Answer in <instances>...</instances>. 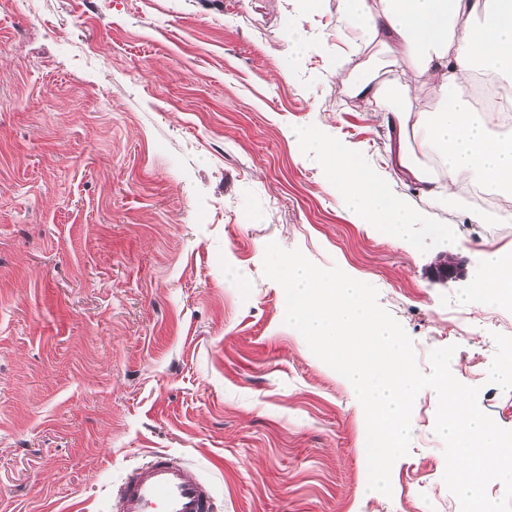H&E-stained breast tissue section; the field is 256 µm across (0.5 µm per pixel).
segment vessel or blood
I'll use <instances>...</instances> for the list:
<instances>
[{"label":"vessel or blood","mask_w":512,"mask_h":512,"mask_svg":"<svg viewBox=\"0 0 512 512\" xmlns=\"http://www.w3.org/2000/svg\"><path fill=\"white\" fill-rule=\"evenodd\" d=\"M113 512H214L207 485L184 461L158 452L125 480L112 502Z\"/></svg>","instance_id":"b4317fda"}]
</instances>
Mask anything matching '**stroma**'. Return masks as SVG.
<instances>
[{"mask_svg":"<svg viewBox=\"0 0 512 512\" xmlns=\"http://www.w3.org/2000/svg\"><path fill=\"white\" fill-rule=\"evenodd\" d=\"M327 33L305 67L286 30ZM336 0H0V512H110L155 452L206 481L217 512H460L438 405L423 389L391 494L371 493L353 392L285 324L269 242L373 285L429 371H451L512 430L493 365L512 306L462 290L482 240L512 247L478 201L393 195L430 212L397 237L340 204L326 126L365 167L396 142L335 53ZM456 222L454 255L433 226ZM448 263L458 279L443 282Z\"/></svg>","mask_w":512,"mask_h":512,"instance_id":"obj_1","label":"stroma"}]
</instances>
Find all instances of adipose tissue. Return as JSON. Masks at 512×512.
Masks as SVG:
<instances>
[{
	"instance_id": "1",
	"label": "adipose tissue",
	"mask_w": 512,
	"mask_h": 512,
	"mask_svg": "<svg viewBox=\"0 0 512 512\" xmlns=\"http://www.w3.org/2000/svg\"><path fill=\"white\" fill-rule=\"evenodd\" d=\"M339 20L346 25L336 33L341 42L385 45L439 92L435 108L421 110L411 105L409 84L354 80L355 96L383 113L387 126L412 130L416 138L415 150L402 146L390 156L383 175L363 170L350 148L328 133L304 131L305 141L319 148L332 171L342 205L362 223L406 235L423 215L387 191L386 179L394 176L413 181L430 197L461 185L501 192L506 202L493 221L511 224L512 134L495 136L491 129L512 112V97L478 108L462 86L480 73L512 79V0H339ZM419 153L432 157L436 170L422 167L415 159ZM464 294L473 302L511 305L512 247L486 248Z\"/></svg>"
}]
</instances>
